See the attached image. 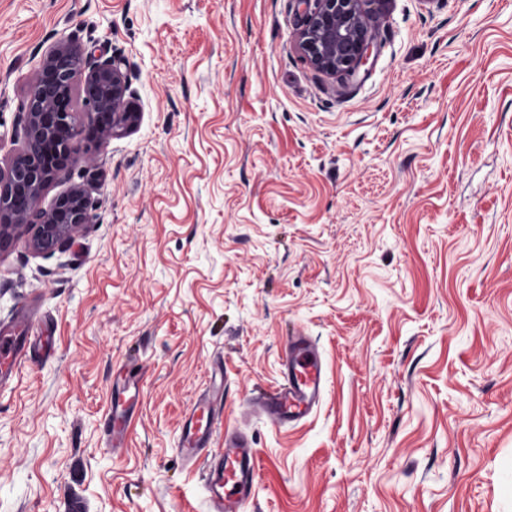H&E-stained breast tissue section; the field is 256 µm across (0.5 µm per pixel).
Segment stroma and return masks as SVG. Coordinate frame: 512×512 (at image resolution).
I'll return each instance as SVG.
<instances>
[{"label":"stroma","mask_w":512,"mask_h":512,"mask_svg":"<svg viewBox=\"0 0 512 512\" xmlns=\"http://www.w3.org/2000/svg\"><path fill=\"white\" fill-rule=\"evenodd\" d=\"M305 9L0 0V163L60 43L119 59L139 114L43 193L90 189L82 235L0 251V327L32 313L56 340L0 393V512H207L178 421L220 362L234 425L297 330L326 391L252 421L248 512H512V0H391L352 81L300 51ZM139 362H126L120 380L112 384L110 408L103 422L104 444L113 452L126 446L127 431L143 394Z\"/></svg>","instance_id":"stroma-1"}]
</instances>
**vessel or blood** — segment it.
<instances>
[{"mask_svg":"<svg viewBox=\"0 0 512 512\" xmlns=\"http://www.w3.org/2000/svg\"><path fill=\"white\" fill-rule=\"evenodd\" d=\"M39 328V323L30 317L0 330V391L12 386L28 364V336ZM281 377L277 386L243 399L236 426H222L224 392L220 389L203 391L182 417L177 452L187 466L202 467L209 512H247L260 468L248 431L252 417L259 415L271 426L284 427L305 420L320 406L326 375L311 336L303 332L288 336ZM142 394L140 364L125 363L119 380L112 386L110 408L103 422L104 444L112 451L125 448L128 426Z\"/></svg>","mask_w":512,"mask_h":512,"instance_id":"vessel-or-blood-1","label":"vessel or blood"}]
</instances>
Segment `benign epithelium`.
Here are the masks:
<instances>
[{
	"instance_id": "benign-epithelium-1",
	"label": "benign epithelium",
	"mask_w": 512,
	"mask_h": 512,
	"mask_svg": "<svg viewBox=\"0 0 512 512\" xmlns=\"http://www.w3.org/2000/svg\"><path fill=\"white\" fill-rule=\"evenodd\" d=\"M309 5L297 42L310 64L328 75L354 79L374 51L369 21L389 0H304ZM84 75V101L89 111L75 121L58 107L70 94L73 78ZM129 84L120 64L79 47L59 44L42 61L17 126L21 147L0 166V251L23 240L36 254L63 250L82 233L92 201L82 189L58 197L49 209L40 205L45 188L68 162L91 149L87 129L102 136L130 130L138 113L124 107Z\"/></svg>"
}]
</instances>
